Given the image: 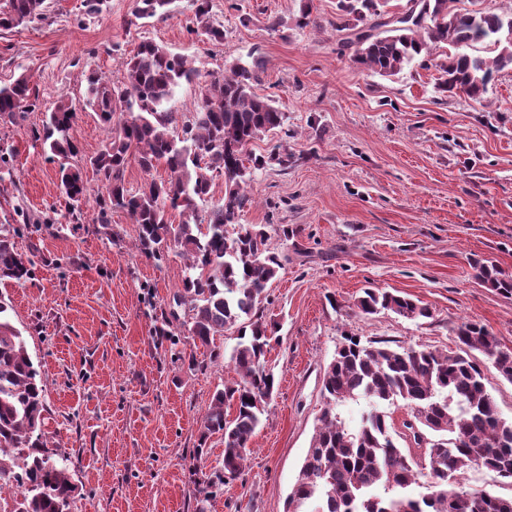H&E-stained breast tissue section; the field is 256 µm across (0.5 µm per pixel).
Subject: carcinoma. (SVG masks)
Returning <instances> with one entry per match:
<instances>
[{
  "mask_svg": "<svg viewBox=\"0 0 512 512\" xmlns=\"http://www.w3.org/2000/svg\"><path fill=\"white\" fill-rule=\"evenodd\" d=\"M45 0H5L0 31L47 19ZM175 0H139V19L165 18ZM463 0H409L396 15L386 0H336V32L346 33L342 49L353 61L382 76H392L437 48L448 53L435 63L436 88L462 93L481 102L494 74L512 68V12L497 14L462 6ZM192 31L211 43L224 42V28L210 20L209 0H194ZM478 44L494 56L475 55ZM263 68L260 57L232 64L218 76L205 77L188 57L152 40L132 51L123 80L116 86L102 77L87 78L84 106L103 123L118 128L109 145L90 158L101 184L95 200L98 224L112 222L122 210L137 225L135 246L156 261L175 247L188 259L182 286L173 295L175 308L161 310L157 334L171 344L178 310L188 311L190 339L209 346L231 331L238 342L229 363L240 381L214 394L203 418L196 453H207V439L221 436L224 459L219 469L196 482L198 502L220 493L226 476L242 472L248 445L261 424L275 376L266 355L275 325L263 319L268 284L283 269L271 236L261 225L229 234L249 198L245 189L266 159L288 163V148L279 144L269 157L249 150L253 141L283 129L286 121L273 101L254 85ZM198 82L200 103L186 117L167 104L183 82ZM32 76L20 74L0 86V120L12 123L24 109L36 107ZM78 108L60 98L43 125L44 146L53 157L77 154L70 131ZM144 172L159 166L170 172L132 191L125 182L129 156ZM224 181L222 201L209 203L217 180ZM62 189L70 200L69 219L78 222L86 187L77 169L60 168ZM184 220L175 224L170 214ZM34 261L18 252L13 234L0 229V283L26 281ZM485 285L512 295V276L493 263L474 262ZM356 307L365 315L382 310L419 320L431 316L421 302L386 291L366 290ZM9 305L0 297V512H71L76 487L69 459L47 450L46 395L21 332L10 322ZM455 350L392 347L386 341L344 335L322 378L326 408L316 427L286 512H512V498L484 490H462L457 478L474 465L512 480V419L499 414L484 384L492 366L512 383V350L485 326L463 322ZM363 398L371 409L351 429L336 414V405ZM402 403L404 431H396L382 405ZM231 406L233 417L224 413ZM409 443L403 448L399 441ZM426 479L429 492L416 498L410 488Z\"/></svg>",
  "mask_w": 512,
  "mask_h": 512,
  "instance_id": "cac0c4a2",
  "label": "carcinoma"
}]
</instances>
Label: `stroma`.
Returning <instances> with one entry per match:
<instances>
[{"label":"stroma","instance_id":"35a3bbf8","mask_svg":"<svg viewBox=\"0 0 512 512\" xmlns=\"http://www.w3.org/2000/svg\"><path fill=\"white\" fill-rule=\"evenodd\" d=\"M45 5L47 21L0 33V84L27 72L39 89L35 109L0 122V156L13 173L0 184V225L17 227V249L34 260L31 278L0 294L42 371L49 445L70 459L77 487L72 512H194L196 475L224 457L217 435L195 456L200 420L215 390L238 379L223 361L235 335L197 348L174 324L185 351L208 361L201 372L173 360L154 333L185 258L139 253L126 213L93 223L100 185L89 159L111 139L97 112L80 108L71 131L78 153L67 164L87 187L81 223H66L59 163L34 139L61 96L83 98L90 74L119 83L141 41L195 59L205 74L261 54L254 89L288 117V162L256 172L239 217L264 225L283 257L263 309L279 324L266 363L275 390L241 474L207 512H284L342 335L447 350L457 326L473 320L512 349V296L485 288L473 267L489 259L512 274V70L495 75L480 103L441 95L434 68L418 61L374 74L340 51L336 0H211L220 45L190 32L193 0L146 22L134 16L137 0H109L97 16L86 15L83 0ZM305 8L312 21L302 26ZM45 217L55 219L53 231L36 230ZM367 288L421 301L431 315L361 314L355 302ZM214 349L221 358L212 363Z\"/></svg>","mask_w":512,"mask_h":512}]
</instances>
